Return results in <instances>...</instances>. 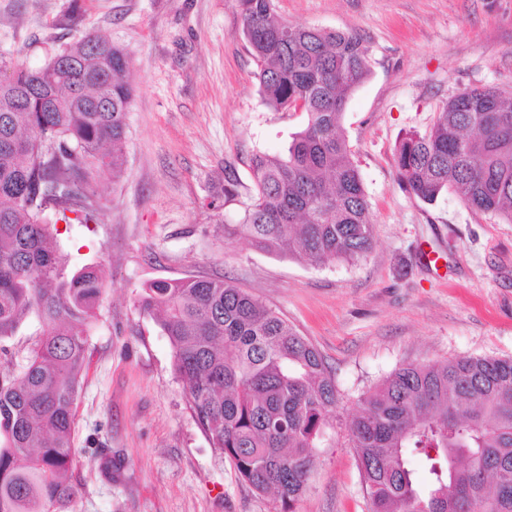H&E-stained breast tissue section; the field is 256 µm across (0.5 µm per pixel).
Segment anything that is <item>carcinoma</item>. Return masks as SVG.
Returning a JSON list of instances; mask_svg holds the SVG:
<instances>
[{"mask_svg":"<svg viewBox=\"0 0 512 512\" xmlns=\"http://www.w3.org/2000/svg\"><path fill=\"white\" fill-rule=\"evenodd\" d=\"M241 35L274 112L302 109L285 155L256 153L254 195L227 235L302 261L354 262L373 237L370 204L342 128L369 76V48L339 30L291 26L273 0H239ZM130 58L88 33L28 68L0 57V340L34 316L26 364L0 363V512H75V406L88 336L106 293L100 272L66 273L57 224H86L95 183L120 177L133 89ZM425 202L453 186L512 223V96L464 88L396 155ZM173 350L200 430L254 491L283 512L305 493L336 407L319 351L286 319L221 278L147 282L137 298ZM347 432L371 512H512V358L406 364L361 399Z\"/></svg>","mask_w":512,"mask_h":512,"instance_id":"obj_1","label":"carcinoma"}]
</instances>
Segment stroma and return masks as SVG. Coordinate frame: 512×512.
Returning <instances> with one entry per match:
<instances>
[{
	"instance_id": "stroma-1",
	"label": "stroma",
	"mask_w": 512,
	"mask_h": 512,
	"mask_svg": "<svg viewBox=\"0 0 512 512\" xmlns=\"http://www.w3.org/2000/svg\"><path fill=\"white\" fill-rule=\"evenodd\" d=\"M0 0V54L36 68L96 33L125 50L134 89L127 162L97 186L96 220L67 224L68 266L99 268L74 446L77 512H281L210 447L172 370L171 346L136 298L143 283L224 278L293 324L336 377L339 402L295 512H370L346 425L364 393L405 364L512 357V223L454 192L427 203L395 155L462 88L512 92V0H273L281 20L359 35L368 79L343 128L371 206L373 246L311 265L225 237L253 191L251 157L286 152L302 112L263 103L238 0ZM234 183V194L224 192ZM433 253L437 265L420 262Z\"/></svg>"
}]
</instances>
